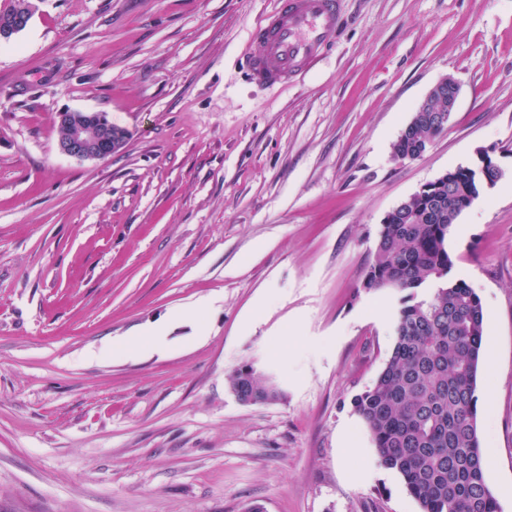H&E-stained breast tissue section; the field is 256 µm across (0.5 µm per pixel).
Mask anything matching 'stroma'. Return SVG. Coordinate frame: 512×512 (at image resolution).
I'll use <instances>...</instances> for the list:
<instances>
[{"label":"stroma","instance_id":"1","mask_svg":"<svg viewBox=\"0 0 512 512\" xmlns=\"http://www.w3.org/2000/svg\"><path fill=\"white\" fill-rule=\"evenodd\" d=\"M35 2L0 43V512H418L351 404L400 299L362 281L386 213L482 149L505 175L448 251L483 306L478 435L512 512V0H341L335 49L274 88L243 58L278 0ZM446 75L447 130L393 159ZM66 111L124 149L63 154ZM149 324L165 353L87 358ZM246 364L283 398L238 401ZM460 95V85L451 76L442 77L429 90L426 97L414 108L413 112H455L456 104ZM446 102L445 108H432L433 102Z\"/></svg>","mask_w":512,"mask_h":512}]
</instances>
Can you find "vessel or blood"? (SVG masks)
Returning <instances> with one entry per match:
<instances>
[{
  "label": "vessel or blood",
  "instance_id": "obj_1",
  "mask_svg": "<svg viewBox=\"0 0 512 512\" xmlns=\"http://www.w3.org/2000/svg\"><path fill=\"white\" fill-rule=\"evenodd\" d=\"M347 25L338 0H279L251 32L250 79L272 87L310 70Z\"/></svg>",
  "mask_w": 512,
  "mask_h": 512
}]
</instances>
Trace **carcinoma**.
I'll return each instance as SVG.
<instances>
[{
	"instance_id": "obj_1",
	"label": "carcinoma",
	"mask_w": 512,
	"mask_h": 512,
	"mask_svg": "<svg viewBox=\"0 0 512 512\" xmlns=\"http://www.w3.org/2000/svg\"><path fill=\"white\" fill-rule=\"evenodd\" d=\"M448 127L408 124L392 145L417 157ZM439 186L406 200L383 225L364 280L366 290L403 293L395 344L384 368L352 399L380 464L397 473L419 512H499L488 486L477 427V379L486 326L479 295L452 276L448 235L484 186L458 166ZM245 400L279 398L252 369L228 376Z\"/></svg>"
}]
</instances>
